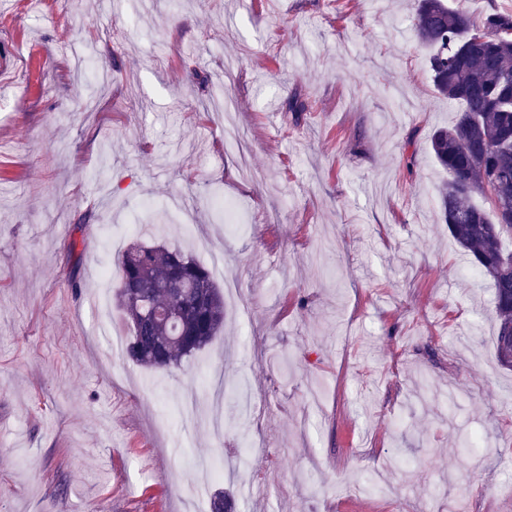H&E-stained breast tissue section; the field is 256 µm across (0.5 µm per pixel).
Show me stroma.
<instances>
[{
  "mask_svg": "<svg viewBox=\"0 0 512 512\" xmlns=\"http://www.w3.org/2000/svg\"><path fill=\"white\" fill-rule=\"evenodd\" d=\"M414 12L0 0V512H209L201 484L231 512H512L492 284L428 151L461 107ZM145 224L207 242L249 298L170 370L111 352L98 301Z\"/></svg>",
  "mask_w": 512,
  "mask_h": 512,
  "instance_id": "35a3bbf8",
  "label": "stroma"
}]
</instances>
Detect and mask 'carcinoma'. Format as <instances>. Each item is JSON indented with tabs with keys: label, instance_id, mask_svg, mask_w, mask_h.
Returning <instances> with one entry per match:
<instances>
[{
	"label": "carcinoma",
	"instance_id": "1",
	"mask_svg": "<svg viewBox=\"0 0 512 512\" xmlns=\"http://www.w3.org/2000/svg\"><path fill=\"white\" fill-rule=\"evenodd\" d=\"M428 50L434 90L462 107L456 122L429 137L448 180L440 206L448 232L493 285L496 355L512 348V12L489 14L482 27L444 0H417L413 21ZM487 198L492 210L471 202ZM116 310L129 331L126 354L145 369H170L206 349L224 326V295L207 268L178 247L130 244L118 259ZM203 281L205 292L195 288Z\"/></svg>",
	"mask_w": 512,
	"mask_h": 512
}]
</instances>
